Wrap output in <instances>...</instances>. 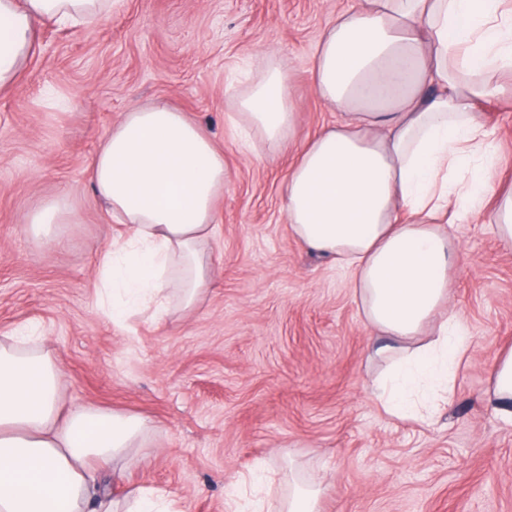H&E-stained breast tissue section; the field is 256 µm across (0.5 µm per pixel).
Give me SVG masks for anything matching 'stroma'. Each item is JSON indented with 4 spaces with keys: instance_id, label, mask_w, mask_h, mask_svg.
Returning a JSON list of instances; mask_svg holds the SVG:
<instances>
[{
    "instance_id": "obj_1",
    "label": "stroma",
    "mask_w": 512,
    "mask_h": 512,
    "mask_svg": "<svg viewBox=\"0 0 512 512\" xmlns=\"http://www.w3.org/2000/svg\"><path fill=\"white\" fill-rule=\"evenodd\" d=\"M360 0H120L100 24L46 22L17 84L0 92V336L31 328L63 374L64 404L146 418L142 447L109 471L123 498L167 491L175 512H253V473L273 498L306 482L320 512H512V423L486 400L512 346V249L494 225H453L460 262L450 305L471 342L455 399L432 421L398 418L372 394L387 362L348 272L296 240L282 189L297 151L245 153L231 93L268 57L292 71L301 134L336 122L315 94L313 46ZM186 112L224 154L213 278L197 305L163 320L112 323L99 300L109 222L88 175L101 134L136 104ZM512 182V97L478 104ZM63 196L75 223L62 246L26 214Z\"/></svg>"
}]
</instances>
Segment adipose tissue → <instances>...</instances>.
Segmentation results:
<instances>
[{
  "label": "adipose tissue",
  "mask_w": 512,
  "mask_h": 512,
  "mask_svg": "<svg viewBox=\"0 0 512 512\" xmlns=\"http://www.w3.org/2000/svg\"><path fill=\"white\" fill-rule=\"evenodd\" d=\"M114 0H0V89L25 66L37 23L92 27ZM512 13L502 0H362L321 31L313 87L336 124L308 138L288 170L283 201L296 238L348 270L367 322L387 344L391 375L376 396L399 418L426 420L417 395L449 385L470 349L446 311L460 262L443 230L492 206L512 246V193L496 182L498 146L475 105L506 94ZM290 70L269 59L235 93L246 142L276 155L296 138ZM94 192L125 235L108 246L100 297L113 322L147 305L192 308L208 286L224 155L186 113L158 104L124 112L90 163ZM71 221L63 199L33 210L36 241L54 246ZM435 337L409 347L426 325ZM61 372L22 336L0 339V512H84L94 475L141 437L145 420L91 406L62 409Z\"/></svg>",
  "instance_id": "1"
}]
</instances>
